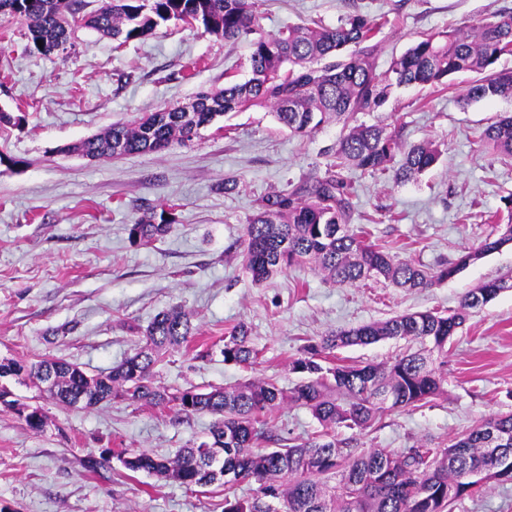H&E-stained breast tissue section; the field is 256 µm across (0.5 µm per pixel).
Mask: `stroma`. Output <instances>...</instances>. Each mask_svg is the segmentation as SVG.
Listing matches in <instances>:
<instances>
[{"instance_id":"1","label":"stroma","mask_w":512,"mask_h":512,"mask_svg":"<svg viewBox=\"0 0 512 512\" xmlns=\"http://www.w3.org/2000/svg\"><path fill=\"white\" fill-rule=\"evenodd\" d=\"M361 12L389 19L375 54L378 71L419 35L512 13V0H259L264 34L308 17L330 27ZM25 26L0 15V108L26 116L24 127L0 124V359L60 358L88 374L109 371L134 353L160 312L191 315L193 336L153 369L169 390L215 388L272 379L300 380L290 363L330 332L418 311L456 310L484 281L512 277V245L485 255L454 278L406 292L385 281L339 286L309 267H292L254 284L243 266L247 220L267 195L324 176L326 152L343 136L330 122L311 136L290 135L265 108L223 118L228 133L200 129L186 145L160 153L92 161L67 145L112 123L182 105L224 85L225 73L249 78L248 39L233 43L183 24L125 44L80 27L61 55L26 48ZM473 74L451 86L392 88L376 110L355 122L386 124L411 143L447 148L440 165L408 183L353 171L354 218L376 217L373 240L427 268L479 246L489 225L476 212L503 209L512 195V159L482 151L480 137L512 100L465 103ZM238 187L225 191V179ZM177 204V221L161 239L135 245L128 228L147 209ZM246 324L260 352L242 367L225 362L224 333ZM442 394L399 409L365 431L338 429L359 448L401 451L446 445L481 420L512 412V289L472 309L448 345ZM13 398L39 407L43 431L0 409V512H223L225 495L250 497L254 483L231 490L187 488L133 473L106 449L131 448L175 457L206 439L212 415H176L113 400L66 407L17 379ZM271 419L282 438L321 430L305 407L286 403ZM99 458L88 472V457Z\"/></svg>"}]
</instances>
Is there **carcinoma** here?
Wrapping results in <instances>:
<instances>
[{"label": "carcinoma", "mask_w": 512, "mask_h": 512, "mask_svg": "<svg viewBox=\"0 0 512 512\" xmlns=\"http://www.w3.org/2000/svg\"><path fill=\"white\" fill-rule=\"evenodd\" d=\"M87 6L86 0H0V13L22 20L29 50L44 56L62 54L78 26L127 43L164 23L181 21L226 42L248 37L251 44L249 80H229L222 88L199 93L188 108H162L134 123H115L68 147L100 160L184 144L216 118L257 105L271 108L290 133L309 136L331 118L346 123L357 112L382 106L394 86L444 85L460 73L478 74L465 94L468 102L512 98V72L497 67L501 57L512 56V15L427 33L380 73L374 55L377 35L389 23L385 17L353 14L336 27L309 18L266 36L256 0H106L89 12ZM483 146L512 158L511 115L487 126ZM443 153L433 141L408 144L400 131L386 125L351 127L332 148L325 177L263 198L258 213L248 219L244 266L252 282L311 263L340 286L383 279L416 291L512 243V196L507 198V223L497 211L484 215L492 230L483 243L434 272L392 254L353 223L355 186L346 172H391L406 182L436 166ZM177 208L169 205L158 223L155 213L143 215L129 227L131 241L164 236ZM511 288L512 281L494 279L469 292L451 314L405 313L332 332L305 345L292 360L291 371L303 379L288 390L273 380L207 392H171L156 385L153 368L163 351L192 336L191 316L178 307L159 313L146 328L143 345L106 373L89 375L60 359L28 363L1 358L0 379L28 375L39 380L51 372L50 396L68 407L79 398L88 407L121 399L185 416H215L210 440L182 449L173 459L129 448L117 453L130 472L145 471L187 487L220 483L230 488L242 479H255L258 487L251 497H224V512H452L455 502L479 497L484 483L512 481L511 414L490 417L444 447L420 445L403 452L361 451L353 440L337 438L336 429L365 430L394 410L420 407L438 396L448 343L469 310ZM386 339L417 342L420 348L383 365L340 363L334 354L339 348ZM221 353L226 362L245 367L255 362L258 351L246 325L224 334ZM10 396L0 385V405L30 430L43 431L46 416L23 411ZM288 401L306 407L325 432L300 443L274 438L268 414ZM272 440L276 447L264 446Z\"/></svg>", "instance_id": "carcinoma-1"}]
</instances>
